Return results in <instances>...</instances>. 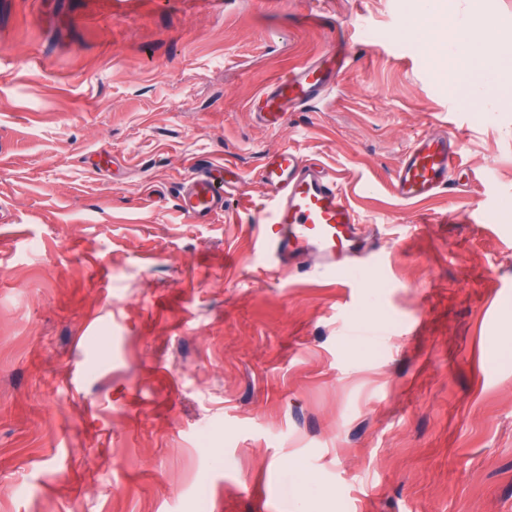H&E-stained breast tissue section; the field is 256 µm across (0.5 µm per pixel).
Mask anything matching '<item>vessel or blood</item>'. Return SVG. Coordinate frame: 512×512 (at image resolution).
Segmentation results:
<instances>
[{
	"instance_id": "b4317fda",
	"label": "vessel or blood",
	"mask_w": 512,
	"mask_h": 512,
	"mask_svg": "<svg viewBox=\"0 0 512 512\" xmlns=\"http://www.w3.org/2000/svg\"><path fill=\"white\" fill-rule=\"evenodd\" d=\"M343 68V61L331 62L322 56L299 62L259 92L254 119L279 128L289 113L335 93ZM459 159L458 137L437 125L425 128L400 156L392 178L396 197L421 204L447 191ZM259 176L271 200L258 230L260 247L276 270L332 273L342 266L368 268L369 235L335 172L315 156L283 147L266 158ZM240 186L233 164H225L220 186L212 170H195L182 185L178 207L188 218L207 220L225 209Z\"/></svg>"
}]
</instances>
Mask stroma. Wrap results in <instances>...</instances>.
<instances>
[{
  "instance_id": "35a3bbf8",
  "label": "stroma",
  "mask_w": 512,
  "mask_h": 512,
  "mask_svg": "<svg viewBox=\"0 0 512 512\" xmlns=\"http://www.w3.org/2000/svg\"><path fill=\"white\" fill-rule=\"evenodd\" d=\"M447 3L512 35V0ZM415 14L0 0V512H512V69L463 103ZM339 45L333 99L255 121L263 87ZM432 123L467 183L401 203ZM286 146L357 192L367 276L264 266L259 170ZM227 160L243 200L188 222L192 164Z\"/></svg>"
}]
</instances>
